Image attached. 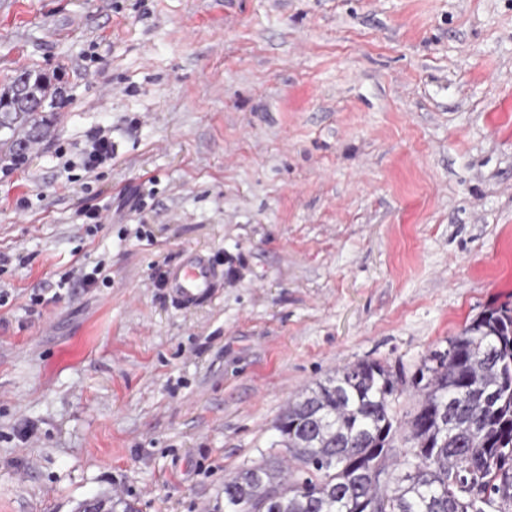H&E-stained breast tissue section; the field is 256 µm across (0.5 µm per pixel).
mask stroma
Segmentation results:
<instances>
[{"label": "stroma", "instance_id": "35a3bbf8", "mask_svg": "<svg viewBox=\"0 0 512 512\" xmlns=\"http://www.w3.org/2000/svg\"><path fill=\"white\" fill-rule=\"evenodd\" d=\"M24 70L63 99L0 162V512H224L296 394L512 307V0H0ZM115 146L109 130L99 128L93 131L86 140L83 154L88 159L87 168L91 171L96 163L112 159ZM163 285L176 307L189 308L212 297L216 289V271L201 254L190 252L166 271Z\"/></svg>", "mask_w": 512, "mask_h": 512}]
</instances>
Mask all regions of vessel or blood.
Wrapping results in <instances>:
<instances>
[{"label": "vessel or blood", "instance_id": "1", "mask_svg": "<svg viewBox=\"0 0 512 512\" xmlns=\"http://www.w3.org/2000/svg\"><path fill=\"white\" fill-rule=\"evenodd\" d=\"M163 285L176 307L189 308L212 297L216 289V271L205 257L191 252L166 271Z\"/></svg>", "mask_w": 512, "mask_h": 512}]
</instances>
